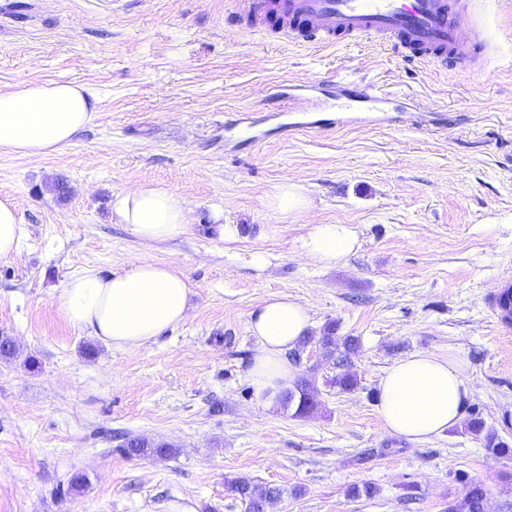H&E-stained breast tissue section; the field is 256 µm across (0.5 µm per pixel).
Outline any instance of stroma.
Masks as SVG:
<instances>
[{
  "mask_svg": "<svg viewBox=\"0 0 512 512\" xmlns=\"http://www.w3.org/2000/svg\"><path fill=\"white\" fill-rule=\"evenodd\" d=\"M489 46L467 66L423 64L369 37L297 46L227 25L246 0H0V92L29 84L92 87L100 110L68 160L0 149V200L25 227L0 258V512H245L229 490L246 477L282 496L268 512H445L469 482L489 512L512 502V457L454 427L423 443L392 435L377 384L414 353L468 362L466 413L512 445V324L493 308L512 279V0H471ZM358 79L401 97L404 113L373 127L281 132L254 141L227 122L248 111L312 110L314 96ZM444 112L447 126L419 124ZM307 210L268 200L282 181ZM65 184L59 194L57 184ZM171 187L190 211L184 237L142 245L112 223L113 193ZM240 225L227 244L217 215ZM309 223L350 224L358 249L330 268L297 247ZM266 251L270 266L244 255ZM170 263L195 285L187 319L133 350L73 329L56 308L71 275ZM285 294L310 308V335L329 322L359 340L354 390L316 344L298 375L314 373L318 407L297 417L256 398L250 314ZM163 441L171 457L127 459L123 435ZM86 487L73 491L75 475ZM369 485L372 496L347 497Z\"/></svg>",
  "mask_w": 512,
  "mask_h": 512,
  "instance_id": "obj_1",
  "label": "stroma"
}]
</instances>
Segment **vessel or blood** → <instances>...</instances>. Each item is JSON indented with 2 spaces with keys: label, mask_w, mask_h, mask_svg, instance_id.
Listing matches in <instances>:
<instances>
[{
  "label": "vessel or blood",
  "mask_w": 512,
  "mask_h": 512,
  "mask_svg": "<svg viewBox=\"0 0 512 512\" xmlns=\"http://www.w3.org/2000/svg\"><path fill=\"white\" fill-rule=\"evenodd\" d=\"M249 4L244 16L249 29L291 43H341L368 34L407 60L434 64L451 54L464 63L478 51L477 44H464L458 38L468 18L466 7L450 12L448 0H249ZM399 109L396 99L345 82L324 111L295 118L273 112L269 118L286 131L327 132L340 125H376Z\"/></svg>",
  "instance_id": "b4317fda"
}]
</instances>
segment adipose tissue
Instances as JSON below:
<instances>
[{
    "instance_id": "1",
    "label": "adipose tissue",
    "mask_w": 512,
    "mask_h": 512,
    "mask_svg": "<svg viewBox=\"0 0 512 512\" xmlns=\"http://www.w3.org/2000/svg\"><path fill=\"white\" fill-rule=\"evenodd\" d=\"M98 98L90 87L68 82L29 85L0 92V147L20 154L64 150L95 118ZM111 219L139 242H168L185 235L189 210L165 185L137 186L112 195ZM349 224H311L298 239L303 257L333 267L356 250ZM194 285L175 266L131 261L122 271L70 276L57 306L75 329L118 349L132 350L181 324ZM311 324L307 307L288 296L265 299L249 319L256 348L250 376L267 402L278 401L293 379L286 354L297 348ZM467 362L414 353L390 366L378 383L377 413L395 436L420 443L458 425L471 386Z\"/></svg>"
}]
</instances>
